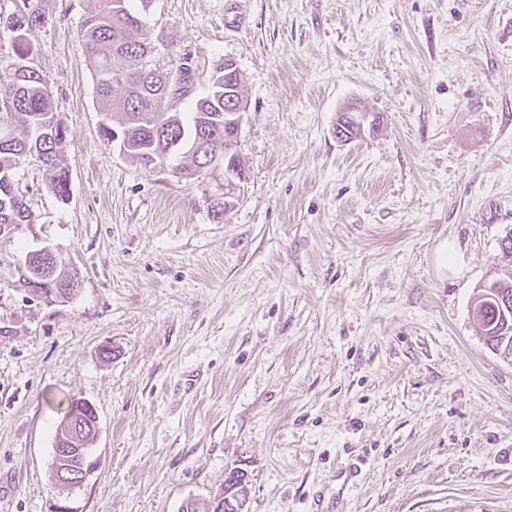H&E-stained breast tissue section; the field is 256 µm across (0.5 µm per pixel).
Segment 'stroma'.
<instances>
[{"label":"stroma","mask_w":512,"mask_h":512,"mask_svg":"<svg viewBox=\"0 0 512 512\" xmlns=\"http://www.w3.org/2000/svg\"><path fill=\"white\" fill-rule=\"evenodd\" d=\"M35 62L67 131V199L15 178L31 221L0 235V512H181L244 472L245 512H512V361L474 322L512 232V0H153L156 66L200 83L232 59L244 190L122 155L80 29L41 0ZM358 100L378 131L337 139ZM460 266L440 267L444 241ZM79 274L31 298L29 252ZM99 417L98 465L54 484L64 400ZM365 104L359 102V101H351V102H348L346 105H344L341 109H340V113L337 117V120H336V127H338V130H342L344 133L345 132V128H348L349 127V122L354 119L355 121L356 120V112H369L367 110V108L364 106ZM372 115V113H367L365 115V119L364 120H368L369 117ZM342 131H340V133H338V136L340 137L341 136V133ZM336 132V137L342 141H349L351 138L348 136V135H345L344 133L342 134V136L339 138L337 136V131L335 130ZM347 134V133H346ZM346 137V139L343 140V138Z\"/></svg>","instance_id":"obj_1"}]
</instances>
